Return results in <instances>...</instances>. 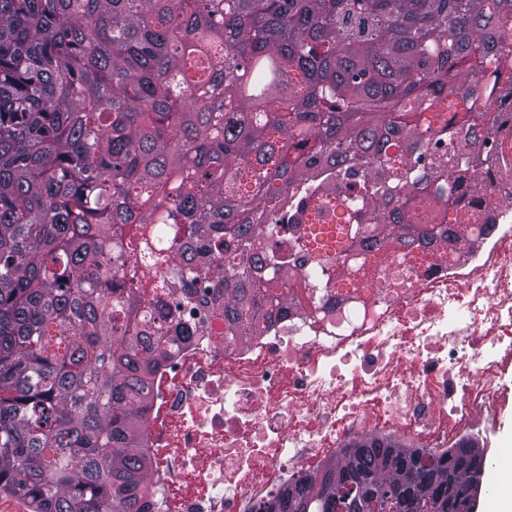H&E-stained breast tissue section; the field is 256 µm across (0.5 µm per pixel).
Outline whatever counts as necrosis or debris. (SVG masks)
Returning a JSON list of instances; mask_svg holds the SVG:
<instances>
[{"mask_svg":"<svg viewBox=\"0 0 512 512\" xmlns=\"http://www.w3.org/2000/svg\"><path fill=\"white\" fill-rule=\"evenodd\" d=\"M491 234L413 249L369 290L285 288L288 314L224 339L222 311L169 303L202 335L150 377L141 442L177 512H255L288 480L367 434L443 452L512 385V176L484 178Z\"/></svg>","mask_w":512,"mask_h":512,"instance_id":"1","label":"necrosis or debris"}]
</instances>
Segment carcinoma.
<instances>
[{
  "label": "carcinoma",
  "instance_id": "obj_1",
  "mask_svg": "<svg viewBox=\"0 0 512 512\" xmlns=\"http://www.w3.org/2000/svg\"><path fill=\"white\" fill-rule=\"evenodd\" d=\"M510 100L512 0H0V493L147 512L155 336L202 335L170 289L241 336L304 264L448 240ZM488 464L365 436L255 512H462Z\"/></svg>",
  "mask_w": 512,
  "mask_h": 512
}]
</instances>
